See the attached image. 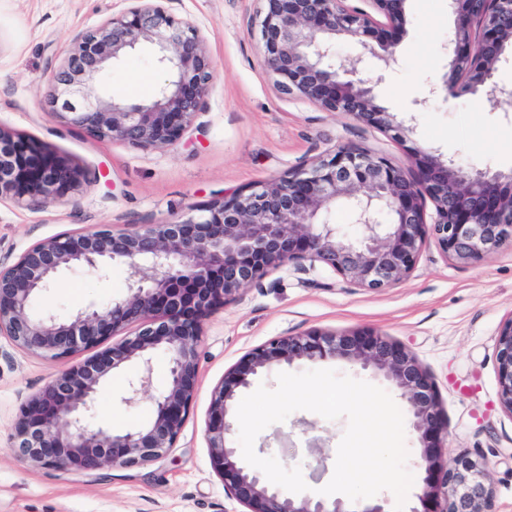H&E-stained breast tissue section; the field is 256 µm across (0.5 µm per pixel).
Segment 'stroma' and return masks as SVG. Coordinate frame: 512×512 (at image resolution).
<instances>
[{"instance_id":"obj_1","label":"stroma","mask_w":512,"mask_h":512,"mask_svg":"<svg viewBox=\"0 0 512 512\" xmlns=\"http://www.w3.org/2000/svg\"><path fill=\"white\" fill-rule=\"evenodd\" d=\"M127 7V0H0V127L50 147L86 174L79 191L46 207L0 201L2 265L61 232L186 219L193 209L284 177L340 145L377 152L404 167L411 147L421 145L467 168L512 170V114L484 98L429 93L453 49L454 18L444 0H407L395 61L375 89L379 105L400 118L413 116L416 132L407 141L281 94L262 65L259 0H172V13L205 37L213 63L203 109L181 141L144 150L93 139L55 114L51 79L76 32L95 29ZM165 77L154 48L146 45L101 73L96 86L103 96L139 102ZM126 295L121 263L97 270L75 266L61 272L35 306L67 319ZM511 318L507 246L465 265L428 241L410 275L380 291L320 264L283 266L206 321L197 393L174 448L145 466L91 472H60L17 459L12 437L20 406L65 363L23 352L0 335V512H242L212 466L206 439L212 393L254 348L312 329L373 330L408 349L435 383L448 422V459L484 456L494 512H512V413L499 401L496 373L498 335ZM137 373L130 364L106 380L86 414L90 428L143 427L152 420L149 397L131 406L121 401ZM346 427V418L300 410L263 430L254 449L284 467H301L317 490L333 475ZM313 441L325 456L316 472L309 466Z\"/></svg>"}]
</instances>
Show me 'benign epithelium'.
Instances as JSON below:
<instances>
[{
    "instance_id": "7a95c632",
    "label": "benign epithelium",
    "mask_w": 512,
    "mask_h": 512,
    "mask_svg": "<svg viewBox=\"0 0 512 512\" xmlns=\"http://www.w3.org/2000/svg\"><path fill=\"white\" fill-rule=\"evenodd\" d=\"M131 6L99 28L78 32L54 77L52 103L90 137L151 150L177 144L201 112L213 74L206 40L173 16L167 0H130ZM263 67L279 91L328 112H343L405 137L415 127L375 100L406 23V0H260ZM456 17L453 56L430 94L483 96L512 112V87L495 81L497 64L512 47V0H446ZM384 21H379L377 16ZM376 38V44L367 41ZM354 43L377 61L373 78L356 77L336 58V40ZM144 43L156 47L168 77L146 102L105 100L96 77ZM83 171L69 161L0 127V200L48 206L77 190ZM434 206L425 219L424 202ZM344 203L363 235L319 220ZM389 222L380 221L382 214ZM447 257L474 264L512 246V170L465 168L431 148L415 146L411 166L392 164L368 150L339 146L328 160L286 177L257 182L248 193L216 200L180 222L114 230L63 232L42 239L9 266H0V335L19 349L69 359L71 364L22 405L13 436L19 460L62 472L108 465L143 466L174 447L197 392L205 321L247 285L289 263L323 264L370 290L392 287L410 273L428 239ZM126 266V298L78 311L60 321L33 309L36 294L74 264ZM121 340L108 347L111 337ZM167 354L170 378L151 395L154 416L140 428L90 430L82 413L103 382L130 362L138 376L122 402L136 403L151 387L152 360ZM343 358L381 374L401 391L410 424L422 443L426 478L409 512H493L486 458L462 455L448 464L441 434L446 422L434 384L416 358L373 331L315 329L282 336L253 349L224 374L214 391L206 429L211 460L227 493L247 512H390L384 498L356 502L335 497H291L245 466L229 445L230 402L251 377L275 365ZM497 381L501 405L512 413V319L499 333Z\"/></svg>"
}]
</instances>
